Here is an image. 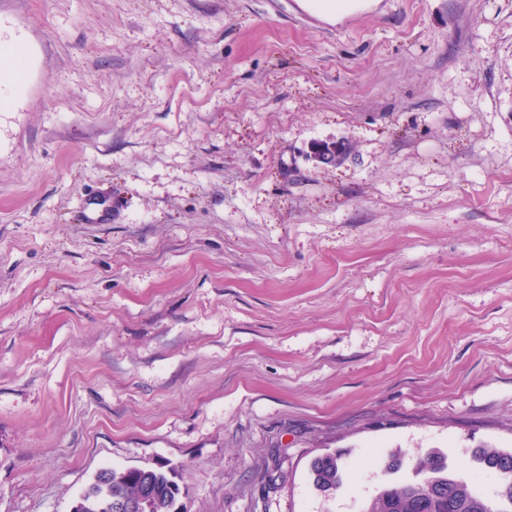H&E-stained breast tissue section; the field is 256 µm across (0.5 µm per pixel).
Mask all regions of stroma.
<instances>
[{
  "label": "stroma",
  "mask_w": 512,
  "mask_h": 512,
  "mask_svg": "<svg viewBox=\"0 0 512 512\" xmlns=\"http://www.w3.org/2000/svg\"><path fill=\"white\" fill-rule=\"evenodd\" d=\"M1 44L0 512L157 464L363 512L388 453L512 449V0H0ZM308 7L321 15L340 21L356 11L362 5L353 0H307ZM2 63L0 65V97H7L15 76L18 74L21 67V57L14 51L9 49H2L1 47ZM3 58H6L4 61ZM344 473L345 464L336 454L319 455L309 465V477L313 487L326 497L335 494L341 487Z\"/></svg>",
  "instance_id": "35a3bbf8"
}]
</instances>
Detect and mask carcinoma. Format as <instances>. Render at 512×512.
<instances>
[{
	"mask_svg": "<svg viewBox=\"0 0 512 512\" xmlns=\"http://www.w3.org/2000/svg\"><path fill=\"white\" fill-rule=\"evenodd\" d=\"M399 459L390 453L382 460L385 473L394 476L379 491L363 512H419V498L433 487L441 489L455 502V512H512V473L503 478L496 500L483 498L471 490V479L463 472L451 467L448 455L432 450L420 459L413 468V477L398 478V471L390 463ZM474 462L483 469L497 471L506 464L512 467V450L478 448L473 453ZM153 485L155 497L151 512H170L174 492L180 490L175 476L159 466L143 470ZM345 464L334 454L319 455L309 465L310 481L318 492L329 497L341 487ZM143 482L138 475L125 474L123 470L103 468L81 494L85 503L83 512H111L110 504L115 499L136 497Z\"/></svg>",
	"mask_w": 512,
	"mask_h": 512,
	"instance_id": "obj_1",
	"label": "carcinoma"
}]
</instances>
